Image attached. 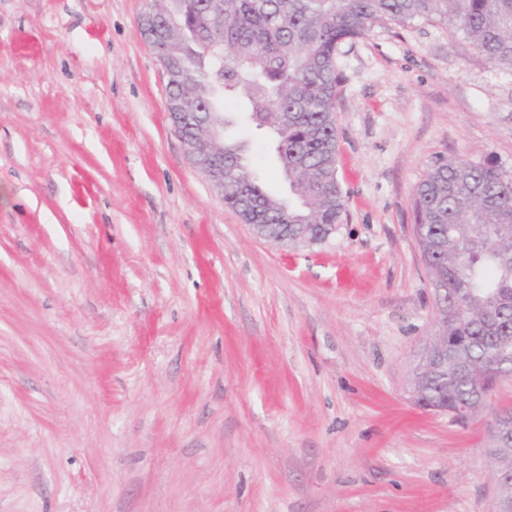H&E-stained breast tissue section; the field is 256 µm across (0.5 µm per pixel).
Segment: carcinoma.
<instances>
[{"label": "carcinoma", "mask_w": 512, "mask_h": 512, "mask_svg": "<svg viewBox=\"0 0 512 512\" xmlns=\"http://www.w3.org/2000/svg\"><path fill=\"white\" fill-rule=\"evenodd\" d=\"M444 21L491 68L512 76V0H151L141 18L152 50L172 70L168 111L190 141L216 111L213 84L235 94L276 154L292 196L268 194L241 147L224 144V204L268 240L311 225L318 243L344 209L337 178L336 51L380 22ZM420 251L448 315L436 335L452 346L418 401L458 423L477 416L512 377V175L494 162L437 159L413 195Z\"/></svg>", "instance_id": "1"}]
</instances>
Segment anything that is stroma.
<instances>
[{
    "label": "stroma",
    "mask_w": 512,
    "mask_h": 512,
    "mask_svg": "<svg viewBox=\"0 0 512 512\" xmlns=\"http://www.w3.org/2000/svg\"><path fill=\"white\" fill-rule=\"evenodd\" d=\"M149 0H0V512H495L512 379L467 425L417 406L435 330L413 191L512 172V77L447 23L336 63L345 210L282 246L189 160ZM264 188L272 133L226 115Z\"/></svg>",
    "instance_id": "stroma-1"
}]
</instances>
